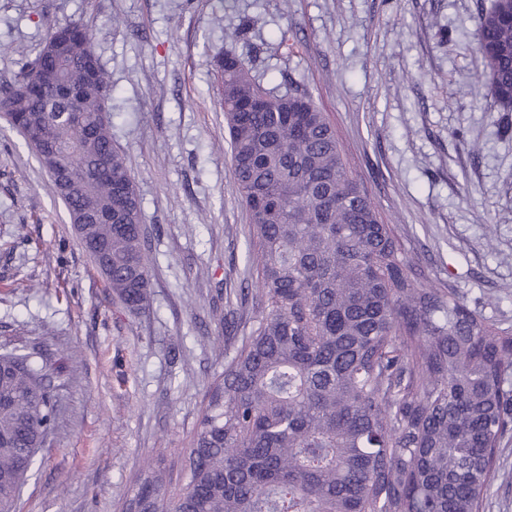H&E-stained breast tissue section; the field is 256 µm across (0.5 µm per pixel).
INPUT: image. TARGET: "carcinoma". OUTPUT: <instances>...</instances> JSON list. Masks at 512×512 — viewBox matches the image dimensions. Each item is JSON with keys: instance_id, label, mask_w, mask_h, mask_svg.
<instances>
[{"instance_id": "obj_1", "label": "carcinoma", "mask_w": 512, "mask_h": 512, "mask_svg": "<svg viewBox=\"0 0 512 512\" xmlns=\"http://www.w3.org/2000/svg\"><path fill=\"white\" fill-rule=\"evenodd\" d=\"M477 82L512 112V0L478 12ZM71 49L43 64L62 85H36L19 53L0 111L33 147L54 146L68 215L89 218L80 243L109 251L114 297L150 301L142 208L112 144V86L88 74L92 26L47 29ZM234 177L249 217L247 262L262 315L239 337L224 376L178 458L187 484L165 497L144 468L123 504L144 512H481L512 431V333L450 290L415 277L389 225L347 169L336 133L311 96L254 81L219 52ZM77 110L85 122L70 116ZM112 210L123 223L99 215ZM57 414L45 367L0 354V512H14Z\"/></svg>"}]
</instances>
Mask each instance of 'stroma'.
<instances>
[{"label": "stroma", "mask_w": 512, "mask_h": 512, "mask_svg": "<svg viewBox=\"0 0 512 512\" xmlns=\"http://www.w3.org/2000/svg\"><path fill=\"white\" fill-rule=\"evenodd\" d=\"M482 0H0V84L48 28L89 21L112 137L141 199L151 305L113 300L53 182L0 113V353L52 376L55 423L19 512H121L143 465L178 478L224 371L227 294L262 305L245 261L213 55L311 95L424 283L512 330V112L478 86ZM255 25L243 29L246 20ZM482 512H512V435Z\"/></svg>", "instance_id": "obj_1"}]
</instances>
